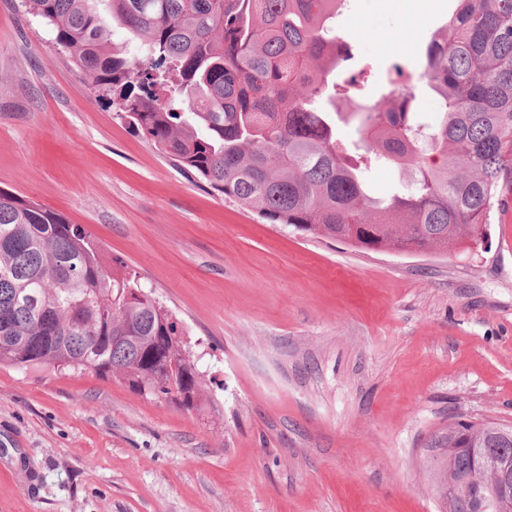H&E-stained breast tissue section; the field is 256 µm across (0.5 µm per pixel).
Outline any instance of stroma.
<instances>
[{
	"label": "stroma",
	"instance_id": "35a3bbf8",
	"mask_svg": "<svg viewBox=\"0 0 512 512\" xmlns=\"http://www.w3.org/2000/svg\"><path fill=\"white\" fill-rule=\"evenodd\" d=\"M455 0H351L338 31L418 69ZM0 0V189L102 242L180 320L204 412L85 371L0 367V512H439L449 419L512 424V195L470 256L271 224L97 100Z\"/></svg>",
	"mask_w": 512,
	"mask_h": 512
}]
</instances>
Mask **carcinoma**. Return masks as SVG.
<instances>
[{"instance_id": "carcinoma-1", "label": "carcinoma", "mask_w": 512, "mask_h": 512, "mask_svg": "<svg viewBox=\"0 0 512 512\" xmlns=\"http://www.w3.org/2000/svg\"><path fill=\"white\" fill-rule=\"evenodd\" d=\"M424 51L440 100L385 107L379 76L336 30L345 0H24L96 99L182 171L271 224L362 251L474 252L512 193V0H457ZM124 28L141 56L112 45ZM356 125L358 139L339 136ZM379 164L412 182L372 194ZM91 370L145 398L202 411L203 379L171 311L88 230L0 190V365ZM512 463V425L452 424L441 473L473 469L471 446ZM475 499L441 512H479Z\"/></svg>"}]
</instances>
